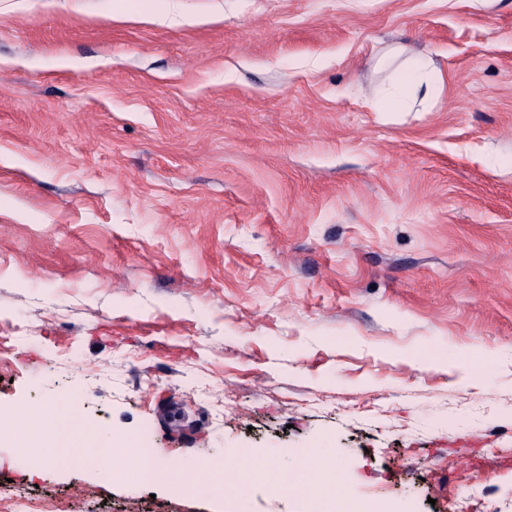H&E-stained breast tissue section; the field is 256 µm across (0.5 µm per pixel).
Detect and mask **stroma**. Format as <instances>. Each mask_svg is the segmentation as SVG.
Masks as SVG:
<instances>
[{"label": "stroma", "instance_id": "stroma-1", "mask_svg": "<svg viewBox=\"0 0 512 512\" xmlns=\"http://www.w3.org/2000/svg\"><path fill=\"white\" fill-rule=\"evenodd\" d=\"M0 0V410L512 512V0ZM447 76L375 111L393 46ZM63 512H313L29 474Z\"/></svg>", "mask_w": 512, "mask_h": 512}]
</instances>
